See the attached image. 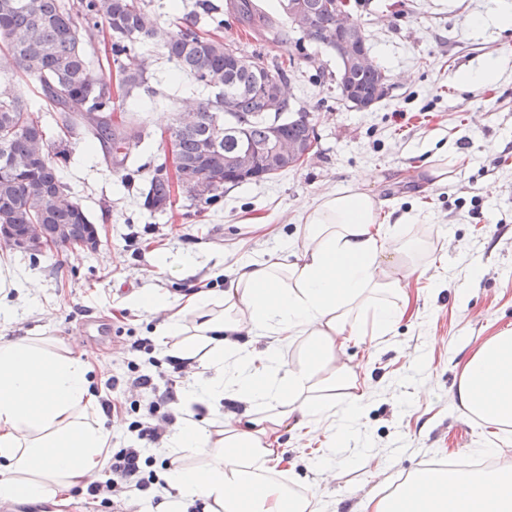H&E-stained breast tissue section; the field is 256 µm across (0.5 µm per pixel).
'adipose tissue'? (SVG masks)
Listing matches in <instances>:
<instances>
[{
	"instance_id": "ef3b65f1",
	"label": "adipose tissue",
	"mask_w": 512,
	"mask_h": 512,
	"mask_svg": "<svg viewBox=\"0 0 512 512\" xmlns=\"http://www.w3.org/2000/svg\"><path fill=\"white\" fill-rule=\"evenodd\" d=\"M425 259L422 242L388 224L380 200L353 187L322 194L302 216L294 255L271 253L236 265L222 296L183 304L145 293L148 310L168 311L157 333L177 338L175 355L204 372L181 394L185 411L170 439L180 459L165 474L166 512H317L316 492L295 495L278 477L281 432L310 433L325 407L319 394L345 389L344 424L329 432L342 447L363 406L355 373L340 360L359 342L354 318L386 335L408 294L404 281ZM191 320L193 336L183 338ZM303 341L285 366L281 353ZM89 367L32 339L0 341V500L37 501L86 487L105 462L109 434L86 414ZM242 404L235 425L200 424L195 406ZM456 400L467 413L512 424V332L487 338L464 364ZM487 474L422 469L388 496L367 498L356 512H512V455ZM186 456L201 457L188 466Z\"/></svg>"
}]
</instances>
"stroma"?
I'll list each match as a JSON object with an SVG mask.
<instances>
[{"label": "stroma", "mask_w": 512, "mask_h": 512, "mask_svg": "<svg viewBox=\"0 0 512 512\" xmlns=\"http://www.w3.org/2000/svg\"><path fill=\"white\" fill-rule=\"evenodd\" d=\"M276 18L277 41L244 35L225 17L220 37L245 52L294 59L288 76L293 108L310 112L317 139L302 166L260 181L225 188L207 209L177 194L171 209L151 213L141 205L146 179L167 143L170 121L184 96L208 97L189 85L175 90V72L161 40L139 46L149 63L146 89L124 107L128 118L151 130L136 151L132 180L113 173L99 147L76 142L61 176L95 223L97 251L37 255L0 244V277L14 279L7 299L11 321L0 336L45 338L81 356L89 365L90 390L98 401H122L125 413L107 417L112 448L135 444L130 405L138 392L125 389L131 367L172 372V339L157 336L161 314L140 308L145 292L170 300L203 291L223 294L229 270L247 257L287 248L301 232L300 218L323 193L351 185L360 174L373 178L369 191L395 215H416L406 237L423 239L434 264L409 283L410 304L384 336L348 345L341 360L366 384L364 413L331 473L309 466L321 455L325 436L316 431L283 435L280 477L305 493L318 489L321 512H350L366 497L383 496L408 473L495 446L512 449V425L500 426L463 414L452 396L463 364L489 336L512 330V28L474 31L469 16L489 11L492 0H347L361 20L373 58L387 71L388 96L370 109L349 108L336 88L333 52L310 47L296 54L298 38L277 0H260ZM509 64L495 84L460 83L459 77L494 57ZM48 134L54 114L33 80L0 72ZM454 163L448 183L430 184L434 156ZM111 200L102 214V200ZM195 263L185 267L184 254ZM150 349L130 352L136 340ZM0 512H158L147 496L116 505L93 504L75 489L64 503H0Z\"/></svg>", "instance_id": "1"}]
</instances>
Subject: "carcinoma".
<instances>
[{"label": "carcinoma", "mask_w": 512, "mask_h": 512, "mask_svg": "<svg viewBox=\"0 0 512 512\" xmlns=\"http://www.w3.org/2000/svg\"><path fill=\"white\" fill-rule=\"evenodd\" d=\"M303 6L306 20L291 25L300 41L336 48V0H279L283 14L293 2ZM226 10L248 31L268 40L278 38L274 22L255 0H227ZM104 27L118 63V91L127 98L147 82L142 60L128 67L143 41L158 35L147 0H0V70L12 68L38 81L44 99L56 111L58 139L50 141L30 119L28 108L14 93H0V224L24 230L30 224L66 229L58 251L78 247L93 232V222L61 180L59 165L70 158L71 140L99 143L102 161L115 173L128 169L144 129L127 121L112 98L111 84L92 74L85 44ZM167 58L213 96L192 102L193 120L176 123V177L167 158L156 164L142 192L145 210L163 212L173 206L174 184L188 187L190 199L203 207L224 196V185L266 180L289 168L262 154L254 178L237 171L236 159L248 149L266 145L273 132L299 145L316 142L310 113L293 111L286 95L288 67L261 53L250 55L224 39L200 32L197 21L183 19L164 34ZM336 85L350 107L376 104L388 75L381 67L350 64L338 56Z\"/></svg>", "instance_id": "obj_1"}]
</instances>
